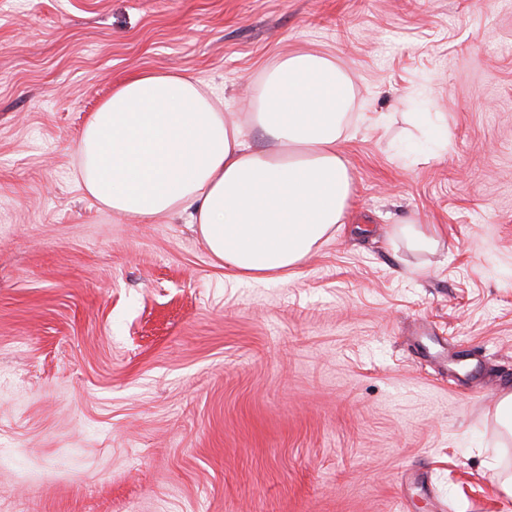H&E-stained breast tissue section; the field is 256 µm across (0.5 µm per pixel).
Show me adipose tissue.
Wrapping results in <instances>:
<instances>
[{
    "instance_id": "ef3b65f1",
    "label": "adipose tissue",
    "mask_w": 512,
    "mask_h": 512,
    "mask_svg": "<svg viewBox=\"0 0 512 512\" xmlns=\"http://www.w3.org/2000/svg\"><path fill=\"white\" fill-rule=\"evenodd\" d=\"M353 107L346 69L308 50L265 68L247 112L222 111L192 75L141 71L92 113L80 177L115 215L184 217L236 278L284 280L347 220Z\"/></svg>"
}]
</instances>
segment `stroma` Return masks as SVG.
I'll return each instance as SVG.
<instances>
[{
    "instance_id": "35a3bbf8",
    "label": "stroma",
    "mask_w": 512,
    "mask_h": 512,
    "mask_svg": "<svg viewBox=\"0 0 512 512\" xmlns=\"http://www.w3.org/2000/svg\"><path fill=\"white\" fill-rule=\"evenodd\" d=\"M300 48L388 121L346 143L347 222L288 279L78 184L125 77L243 112ZM508 392L512 0H0V512H512ZM497 420L503 444L507 445L512 439V393L503 396L501 401L498 403ZM504 445L502 447H506Z\"/></svg>"
}]
</instances>
